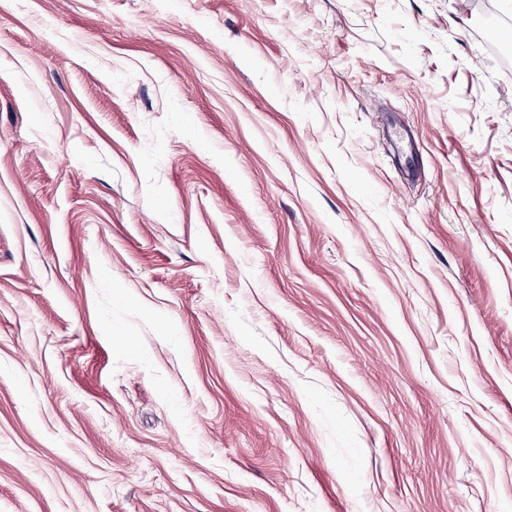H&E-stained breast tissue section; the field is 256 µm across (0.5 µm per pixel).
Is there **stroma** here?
<instances>
[{"label":"stroma","instance_id":"35a3bbf8","mask_svg":"<svg viewBox=\"0 0 512 512\" xmlns=\"http://www.w3.org/2000/svg\"><path fill=\"white\" fill-rule=\"evenodd\" d=\"M509 30L0 0V512H512Z\"/></svg>","mask_w":512,"mask_h":512}]
</instances>
